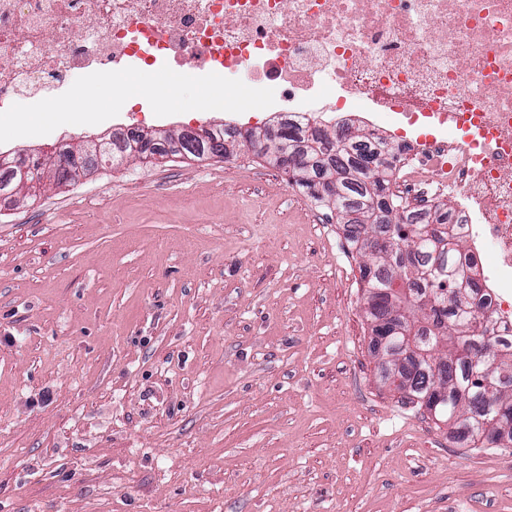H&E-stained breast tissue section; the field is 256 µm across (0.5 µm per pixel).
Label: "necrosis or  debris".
<instances>
[{"label":"necrosis or debris","instance_id":"obj_1","mask_svg":"<svg viewBox=\"0 0 512 512\" xmlns=\"http://www.w3.org/2000/svg\"><path fill=\"white\" fill-rule=\"evenodd\" d=\"M135 61L272 88L305 118L349 100L430 126L395 185L457 198L512 332V0H0V101Z\"/></svg>","mask_w":512,"mask_h":512}]
</instances>
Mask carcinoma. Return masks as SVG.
Segmentation results:
<instances>
[{"mask_svg": "<svg viewBox=\"0 0 512 512\" xmlns=\"http://www.w3.org/2000/svg\"><path fill=\"white\" fill-rule=\"evenodd\" d=\"M281 124L288 130L283 152L306 156L310 164L293 172L295 184L305 193H310L311 183L319 178H333L336 194L333 198H313L315 204L336 213L338 223L344 224L348 247L362 254L364 237L371 230L391 235L389 261L376 265L373 271L362 273L365 282L366 300H377L376 312H368L369 321H384V308L389 299L385 289L394 284L404 286L397 299L406 303L407 316L398 332L393 327L381 324L372 327L374 344H383V353L392 357L391 364H400L402 374L409 381L407 399L426 410H434L432 417L441 422L452 419V408L457 399H468L464 409L477 415L470 428L458 430L461 439L473 443L483 441L487 432L480 420L503 413L505 421L512 422V392L491 394L484 398L478 392L474 380L475 367L460 355V350L474 346V342L488 338L493 350L482 366L486 372L497 375L499 370H512V343L489 334L483 327L481 317L487 305L486 293L476 277V261L473 256L459 249L460 236L453 225L458 223L452 211L435 206L434 210L419 212L392 191L394 170L389 157L391 149L381 138L372 135H357L338 141L336 134L310 126L293 116H281ZM258 129L242 131L236 127L216 126L202 128L192 137L184 135L173 138L142 131H132L124 141V148L117 149L114 142H102L89 153L80 156L86 170L103 166L120 165V159L139 151L142 142H153L156 153L161 156L191 155L202 159L211 152L214 144L228 145L240 137L256 139ZM379 157V168L375 171L362 163L365 155ZM391 202L392 207L405 214L402 224H370L373 211L368 205L372 196ZM349 211L360 213L364 222L343 223ZM431 297L430 317L419 316L418 309L426 297ZM446 349L445 366L448 402L432 406L436 367L425 355Z\"/></svg>", "mask_w": 512, "mask_h": 512, "instance_id": "obj_1", "label": "carcinoma"}]
</instances>
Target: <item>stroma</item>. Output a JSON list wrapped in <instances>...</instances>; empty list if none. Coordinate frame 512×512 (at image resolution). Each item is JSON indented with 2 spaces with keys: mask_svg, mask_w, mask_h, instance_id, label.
Masks as SVG:
<instances>
[{
  "mask_svg": "<svg viewBox=\"0 0 512 512\" xmlns=\"http://www.w3.org/2000/svg\"><path fill=\"white\" fill-rule=\"evenodd\" d=\"M282 111L159 117L135 96L0 153ZM362 263L243 148L0 201V512H512V447L454 440L381 380Z\"/></svg>",
  "mask_w": 512,
  "mask_h": 512,
  "instance_id": "obj_1",
  "label": "stroma"
}]
</instances>
